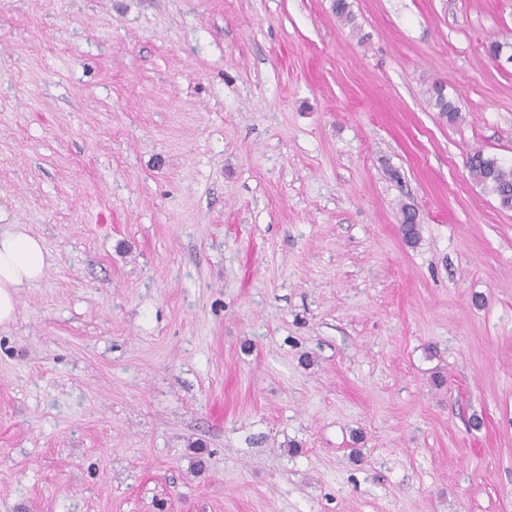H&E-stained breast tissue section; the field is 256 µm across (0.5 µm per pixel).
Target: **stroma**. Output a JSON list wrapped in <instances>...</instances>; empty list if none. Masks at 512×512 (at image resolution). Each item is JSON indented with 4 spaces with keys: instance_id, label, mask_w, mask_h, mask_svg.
Segmentation results:
<instances>
[{
    "instance_id": "obj_1",
    "label": "stroma",
    "mask_w": 512,
    "mask_h": 512,
    "mask_svg": "<svg viewBox=\"0 0 512 512\" xmlns=\"http://www.w3.org/2000/svg\"><path fill=\"white\" fill-rule=\"evenodd\" d=\"M349 3L0 0V512H512V0ZM428 104L436 109L437 112L448 119V122H455L459 118V109L443 93V87L439 83H434L426 91ZM468 168L473 179L495 196L500 208L512 210V168L480 150L469 156ZM43 240L23 225L0 229V325L15 319L20 288L39 282L49 267Z\"/></svg>"
}]
</instances>
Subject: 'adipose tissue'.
<instances>
[{
  "label": "adipose tissue",
  "mask_w": 512,
  "mask_h": 512,
  "mask_svg": "<svg viewBox=\"0 0 512 512\" xmlns=\"http://www.w3.org/2000/svg\"><path fill=\"white\" fill-rule=\"evenodd\" d=\"M48 267L41 238L20 224L0 230V325L14 320L19 290L39 282Z\"/></svg>",
  "instance_id": "ef3b65f1"
}]
</instances>
